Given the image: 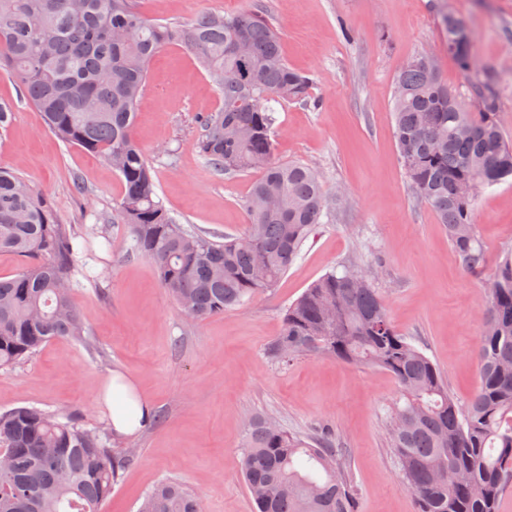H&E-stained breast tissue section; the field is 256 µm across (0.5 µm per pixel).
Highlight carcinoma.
Segmentation results:
<instances>
[{
	"label": "carcinoma",
	"mask_w": 512,
	"mask_h": 512,
	"mask_svg": "<svg viewBox=\"0 0 512 512\" xmlns=\"http://www.w3.org/2000/svg\"><path fill=\"white\" fill-rule=\"evenodd\" d=\"M443 47L465 78L448 84L420 54L394 79L395 140L407 181L448 231L465 271L487 255L473 221L477 194L512 178V139L499 119L492 76L475 74L469 27L440 16ZM181 44L218 81L223 106L202 120V156L226 174L255 172L248 227L214 240L170 215L135 131L154 56ZM0 75L13 80L60 141L112 165L122 184L118 215L131 253L199 321L271 291L329 215L319 174L275 156L271 103L305 102L309 79L292 68L263 0L232 14L199 12L182 24L153 21L135 0H0ZM475 96L484 111H467ZM88 240L16 173L0 169V255L20 268L0 277V367L55 339H80L77 276ZM348 269L332 270L290 304L273 356L317 353L390 373L400 388L390 445L419 512H499L512 487V249L498 255L487 288L477 361L479 385L460 406L442 370L392 325L384 297ZM0 512H102L131 461L103 428L61 421L36 407L0 413ZM244 480L257 512H358L341 454L326 435L308 442L264 416L249 419ZM203 499L158 482L139 512H201Z\"/></svg>",
	"instance_id": "obj_1"
}]
</instances>
